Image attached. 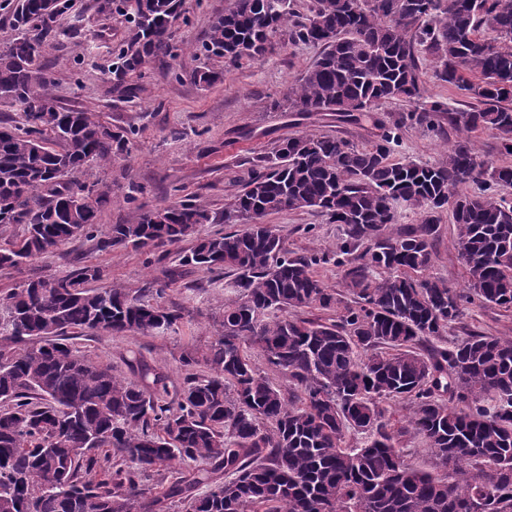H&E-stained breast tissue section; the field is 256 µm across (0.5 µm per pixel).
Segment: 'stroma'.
<instances>
[{
  "mask_svg": "<svg viewBox=\"0 0 512 512\" xmlns=\"http://www.w3.org/2000/svg\"><path fill=\"white\" fill-rule=\"evenodd\" d=\"M99 4L72 0L57 21L58 36L45 43L41 62L49 91L61 105L96 113L124 137L111 166L80 176L109 194V203L98 214L100 228L128 224L144 211L181 201L208 210L212 221L198 226L199 235L221 232L225 203L282 139L313 132L364 147L379 135L368 119L348 122L333 112L271 110V102L318 57L319 47L280 44L272 53L236 66L201 53L213 19L223 14L228 0H185V13L174 28L175 56L156 58L141 72L116 77L117 54L126 45L130 26L118 15L101 12ZM207 70L222 72V79L209 86L193 80L194 72ZM457 138L442 114L433 128H403L395 155L439 164ZM266 222L294 255L334 253L343 236L342 225L317 211H283L269 215ZM455 234L451 216H443L428 274L459 291L466 283ZM189 247L185 241L150 254L130 248L101 251L79 238L18 268L0 271V292L83 263L101 268V288L135 289L155 278L169 279L162 303L181 312L176 331L153 336L100 332L78 338L77 346L127 378L132 375L128 360L140 355L178 385L186 375L181 354L188 349L208 352L225 303L236 297L230 276L181 263ZM474 332L512 335V311L471 305L449 326L447 336L454 341Z\"/></svg>",
  "mask_w": 512,
  "mask_h": 512,
  "instance_id": "stroma-1",
  "label": "stroma"
}]
</instances>
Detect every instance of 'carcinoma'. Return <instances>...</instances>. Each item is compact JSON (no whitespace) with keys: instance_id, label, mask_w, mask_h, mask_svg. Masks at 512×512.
Segmentation results:
<instances>
[{"instance_id":"carcinoma-1","label":"carcinoma","mask_w":512,"mask_h":512,"mask_svg":"<svg viewBox=\"0 0 512 512\" xmlns=\"http://www.w3.org/2000/svg\"><path fill=\"white\" fill-rule=\"evenodd\" d=\"M229 0L203 50L236 65L286 41L321 47L288 85L285 112L350 120L389 100L413 104L380 125L368 147L313 133L285 138L224 208V233L193 237L211 221L174 202L99 233L109 201L71 176L112 163V128L48 93L44 42L70 0H15L12 42L0 48V103L24 106L25 126L0 127V224L24 234L0 243V270L17 268L78 237L100 251L151 253L192 240L183 263L234 275L217 338L168 399V377L145 364L129 380L72 340L98 332L149 336L181 315L161 305L167 283L94 289L101 269L79 265L0 294V512H512V336L472 334L448 348V324L465 305L512 309V166L481 159L469 136L437 166L392 158L406 126L448 113L458 130L488 131L512 156V0ZM183 0H122L131 35L115 71L137 73L172 48ZM439 80L470 92L464 109L425 96L416 53ZM473 183L479 192L461 186ZM422 211L403 233L397 205ZM314 209L342 224L336 255L366 245L345 270L352 300L316 275L323 253L292 256L264 218ZM450 212L466 290L425 275L440 216ZM317 308L336 318H290ZM258 350L294 390L262 375ZM203 364L206 374L192 372ZM409 410L396 426L388 402ZM421 434L436 470L398 446ZM367 435L360 448L346 434ZM211 467L169 486L154 475L177 462ZM224 482L198 493L212 475Z\"/></svg>"}]
</instances>
